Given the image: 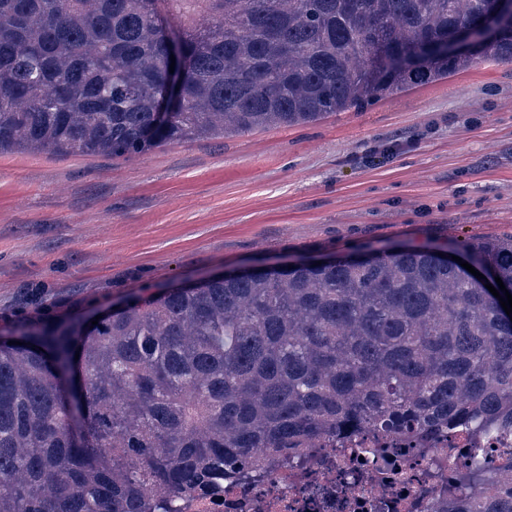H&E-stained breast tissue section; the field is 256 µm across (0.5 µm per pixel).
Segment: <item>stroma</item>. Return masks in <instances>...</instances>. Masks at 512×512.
<instances>
[{
	"label": "stroma",
	"mask_w": 512,
	"mask_h": 512,
	"mask_svg": "<svg viewBox=\"0 0 512 512\" xmlns=\"http://www.w3.org/2000/svg\"><path fill=\"white\" fill-rule=\"evenodd\" d=\"M512 234V62L130 158L0 153V326L268 258Z\"/></svg>",
	"instance_id": "1"
}]
</instances>
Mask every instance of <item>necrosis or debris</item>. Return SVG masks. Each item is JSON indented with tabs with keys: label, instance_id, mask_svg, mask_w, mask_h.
<instances>
[{
	"label": "necrosis or debris",
	"instance_id": "necrosis-or-debris-1",
	"mask_svg": "<svg viewBox=\"0 0 512 512\" xmlns=\"http://www.w3.org/2000/svg\"><path fill=\"white\" fill-rule=\"evenodd\" d=\"M392 442L362 433L342 448H306L259 480H224L190 496L182 512H436L442 485L453 483L470 453Z\"/></svg>",
	"mask_w": 512,
	"mask_h": 512
}]
</instances>
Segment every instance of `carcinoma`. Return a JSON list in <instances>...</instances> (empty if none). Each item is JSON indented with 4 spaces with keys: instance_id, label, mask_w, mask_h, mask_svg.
Returning a JSON list of instances; mask_svg holds the SVG:
<instances>
[{
    "instance_id": "carcinoma-1",
    "label": "carcinoma",
    "mask_w": 512,
    "mask_h": 512,
    "mask_svg": "<svg viewBox=\"0 0 512 512\" xmlns=\"http://www.w3.org/2000/svg\"><path fill=\"white\" fill-rule=\"evenodd\" d=\"M180 17L169 72L155 5ZM491 0H0V152L131 157L170 141L289 128L512 62V19L448 46ZM182 80L176 111L161 93ZM512 294V236L397 242L316 264L125 295L100 316L0 328V512H180L223 474L260 476L308 440L442 428L474 448L444 512H512L476 440L512 432V317L445 254ZM98 324H92V320Z\"/></svg>"
}]
</instances>
